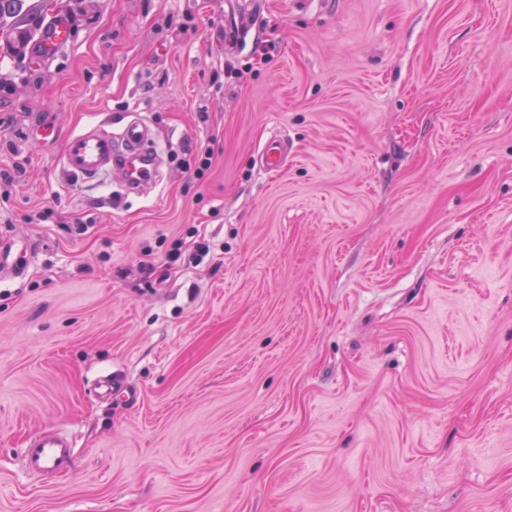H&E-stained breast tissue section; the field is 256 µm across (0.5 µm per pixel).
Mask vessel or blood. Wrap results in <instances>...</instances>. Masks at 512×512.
<instances>
[{"label": "vessel or blood", "instance_id": "1", "mask_svg": "<svg viewBox=\"0 0 512 512\" xmlns=\"http://www.w3.org/2000/svg\"><path fill=\"white\" fill-rule=\"evenodd\" d=\"M69 40L67 22L55 21L42 31L37 53L44 56L57 52ZM150 139L149 128L140 121L127 122L117 133L93 124L64 140L63 168L77 181L118 175L126 192L136 195L144 185L157 179L158 151L150 147ZM73 454V442L65 432L46 429L22 449L21 462L26 474L47 479L67 473Z\"/></svg>", "mask_w": 512, "mask_h": 512}]
</instances>
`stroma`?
Masks as SVG:
<instances>
[{"mask_svg": "<svg viewBox=\"0 0 512 512\" xmlns=\"http://www.w3.org/2000/svg\"><path fill=\"white\" fill-rule=\"evenodd\" d=\"M58 15L70 44L34 57ZM17 21L0 235L32 254L0 281V512H512V0ZM131 120L156 182L66 175L61 139ZM46 427L75 443L49 482L20 458Z\"/></svg>", "mask_w": 512, "mask_h": 512, "instance_id": "obj_1", "label": "stroma"}]
</instances>
